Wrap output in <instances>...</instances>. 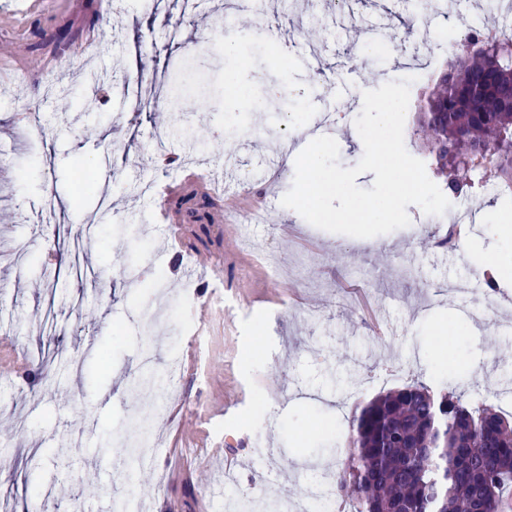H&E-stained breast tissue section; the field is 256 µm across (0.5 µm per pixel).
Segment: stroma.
Segmentation results:
<instances>
[{"label": "stroma", "mask_w": 512, "mask_h": 512, "mask_svg": "<svg viewBox=\"0 0 512 512\" xmlns=\"http://www.w3.org/2000/svg\"><path fill=\"white\" fill-rule=\"evenodd\" d=\"M195 4L239 36L235 53L194 25ZM448 13L432 42L441 56L472 21L500 20L491 0H450ZM413 21L401 0H321L315 16L304 0H0V67L20 75L0 85V146L14 150L0 164V359L21 369L0 373V512L32 497L67 512H113L117 495L139 512L293 498L341 470L355 408L381 394L415 382L493 405L512 389V277L482 298L490 327L467 334L478 268L464 250L419 247L447 216L411 205L408 227L364 243L281 204L295 169L275 145L312 128L355 166L361 70L377 87L396 80ZM98 28L111 52L65 77L80 113L57 109L43 75ZM242 63L253 81L233 107L224 74ZM194 157L231 165L248 193L225 194L220 224L153 223L165 200L142 184L172 183ZM107 163L111 181L80 193V166ZM465 197L481 210L469 242L502 251L482 210L512 225V203L479 180ZM272 259L287 278L269 277ZM447 281L453 291H436ZM362 294L385 340L358 313ZM174 356L186 364L175 394L139 386L144 366L165 371ZM141 417L158 445L137 480L126 459ZM270 448L280 465L325 468L284 479L261 466Z\"/></svg>", "instance_id": "stroma-1"}]
</instances>
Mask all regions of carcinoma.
<instances>
[{
    "label": "carcinoma",
    "mask_w": 512,
    "mask_h": 512,
    "mask_svg": "<svg viewBox=\"0 0 512 512\" xmlns=\"http://www.w3.org/2000/svg\"><path fill=\"white\" fill-rule=\"evenodd\" d=\"M450 57L434 81L413 136L427 142L448 191L460 195L471 177L512 185V57L493 59L496 44ZM439 449L448 465L447 497L432 498ZM351 451L332 492L355 512H512V419L487 405L470 407L454 392L407 385L368 402L353 418Z\"/></svg>",
    "instance_id": "obj_1"
}]
</instances>
